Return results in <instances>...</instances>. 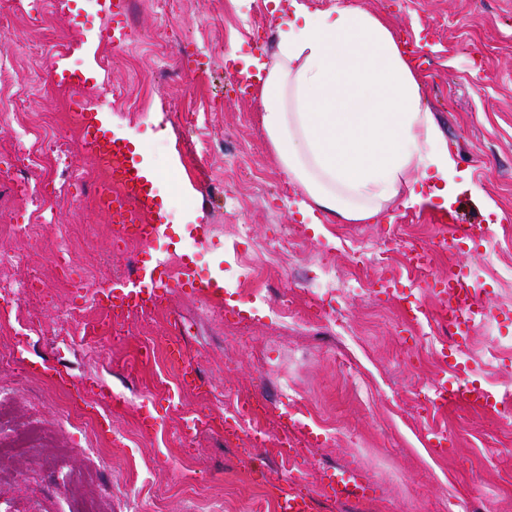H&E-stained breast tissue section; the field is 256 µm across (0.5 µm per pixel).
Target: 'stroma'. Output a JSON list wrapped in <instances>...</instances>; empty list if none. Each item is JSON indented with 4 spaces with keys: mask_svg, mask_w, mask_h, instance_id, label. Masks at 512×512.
Masks as SVG:
<instances>
[{
    "mask_svg": "<svg viewBox=\"0 0 512 512\" xmlns=\"http://www.w3.org/2000/svg\"><path fill=\"white\" fill-rule=\"evenodd\" d=\"M132 2L133 36L122 59L107 68L94 60L104 21L93 0H43V15L76 44L63 66L93 71L97 84L87 98L107 86L122 90L112 104V126L135 133L136 159L149 161L159 175L168 229L160 243L139 245L137 257L163 250L182 255L203 281L220 284L215 302L222 315L213 317L186 285L152 316L122 315L118 335L97 336L93 353L78 352L56 336L63 313L83 306L88 320L113 323V314L87 307L86 300L132 267L112 253L110 220L63 201L53 222L32 237L12 236L0 225V253L26 259L0 265V280L19 282L36 272L44 282L30 295L0 294V338L18 348L27 374L0 423L38 427L43 442L32 455L0 456V512H74L107 500L112 512H277L274 480L287 469L303 475L313 512H461L467 505L512 512V427L462 404L426 409L423 395L442 371L439 356L431 354L421 367L404 361L418 334L401 323L397 292L422 300L430 314L439 310L430 291L413 287L405 254L410 242L431 243L441 208L399 209L380 224H334L328 235L317 234L291 205L294 189L274 163L259 98L239 96L224 69L232 50H272L280 18L268 0H179L169 15L154 0ZM305 2L313 11L352 5L385 16L400 36L427 35L421 69L427 103L477 187L459 193L454 213L463 224L488 219L494 226L487 240L438 258L431 274L444 278L454 270L478 282L482 306L497 314L498 334L512 335V0ZM171 28L182 32L174 45L158 37ZM41 43L38 28L23 19L0 30L9 91L26 102L16 118L22 125L52 113L65 97L63 85L37 81L44 62L34 50ZM25 176L21 159L0 157V222L23 209ZM484 195L497 201L499 212L485 214ZM63 224L74 232V260L84 269L80 288L62 287L51 262ZM241 224L252 225L253 241L225 249ZM278 225L295 228L299 244L268 265L256 243ZM351 240L368 247L386 242L389 264L371 277L396 281V290L346 287ZM241 253L263 265L267 282L263 299L250 304L237 295ZM325 255L334 259L336 293L300 319L276 318L281 296L307 299L298 266L315 274ZM338 306L358 329L340 348L331 342L339 328L324 317ZM231 323L256 328V337L225 340ZM146 340L156 356L126 374L122 361ZM175 340L199 362L202 387L171 402L151 386L177 382L170 359ZM464 358L484 385L512 388V350L493 347L488 330L474 331ZM245 392L271 407L275 430L291 429L297 414H312L311 453L284 459L269 441L184 435L185 416L228 414L230 397ZM115 394L120 403L112 402ZM65 402L91 421L88 433L60 416ZM429 428L444 435L445 450L424 447ZM92 447L111 454L98 462L88 453ZM340 466L360 472L373 488L369 498L340 505L323 494V478Z\"/></svg>",
    "mask_w": 512,
    "mask_h": 512,
    "instance_id": "1",
    "label": "stroma"
}]
</instances>
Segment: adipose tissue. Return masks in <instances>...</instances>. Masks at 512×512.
<instances>
[{
	"mask_svg": "<svg viewBox=\"0 0 512 512\" xmlns=\"http://www.w3.org/2000/svg\"><path fill=\"white\" fill-rule=\"evenodd\" d=\"M260 122L309 223L374 224L471 187L425 103V82L382 16L290 0L270 59L249 56Z\"/></svg>",
	"mask_w": 512,
	"mask_h": 512,
	"instance_id": "ef3b65f1",
	"label": "adipose tissue"
}]
</instances>
